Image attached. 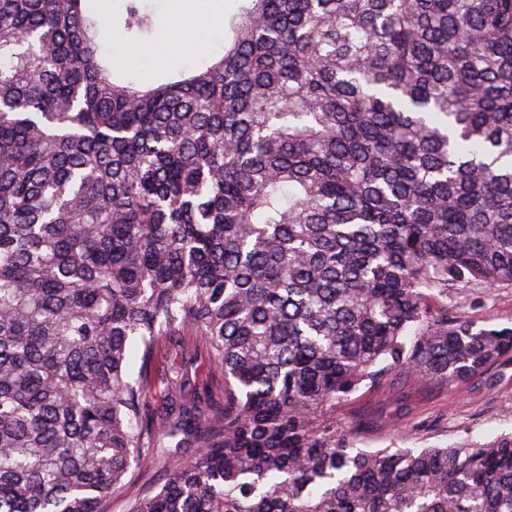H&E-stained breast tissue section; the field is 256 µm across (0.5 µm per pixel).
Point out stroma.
<instances>
[{"label":"stroma","mask_w":512,"mask_h":512,"mask_svg":"<svg viewBox=\"0 0 512 512\" xmlns=\"http://www.w3.org/2000/svg\"><path fill=\"white\" fill-rule=\"evenodd\" d=\"M174 0H140L155 26L127 70L129 79L142 81L192 66L201 56L224 50V21L237 10V0H197L190 43H173ZM448 311L477 323L512 322V286L452 288ZM339 419H368L363 440L385 448L399 436L408 447L449 446L465 440L484 441L512 431V360L503 361L463 385L417 382L396 371L376 384L361 388L336 410ZM170 457L166 449H145L133 462L105 512H132L136 500L163 484Z\"/></svg>","instance_id":"1"}]
</instances>
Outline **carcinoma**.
<instances>
[{
    "label": "carcinoma",
    "mask_w": 512,
    "mask_h": 512,
    "mask_svg": "<svg viewBox=\"0 0 512 512\" xmlns=\"http://www.w3.org/2000/svg\"><path fill=\"white\" fill-rule=\"evenodd\" d=\"M239 2L220 60L141 90L85 0H0V512H104L164 441L198 454L133 512H512V432L371 451L336 422L385 372L512 356L430 306L512 286V0ZM153 27L129 0V41ZM180 351L172 349L167 343L160 342L158 350V371L153 375L150 383V408L161 409L168 398L167 385L164 373L167 368L179 365ZM196 380L200 385L206 387L208 398L205 404H202V410L205 413H212L223 409L224 407V376L212 373L210 364L207 359L202 357L196 363L195 370Z\"/></svg>",
    "instance_id": "obj_1"
}]
</instances>
